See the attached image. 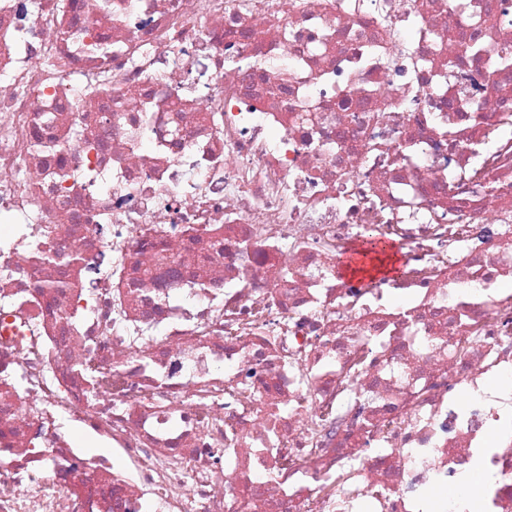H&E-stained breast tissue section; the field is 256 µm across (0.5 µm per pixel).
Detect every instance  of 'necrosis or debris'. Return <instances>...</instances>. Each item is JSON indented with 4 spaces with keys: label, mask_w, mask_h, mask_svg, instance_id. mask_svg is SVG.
Wrapping results in <instances>:
<instances>
[{
    "label": "necrosis or debris",
    "mask_w": 512,
    "mask_h": 512,
    "mask_svg": "<svg viewBox=\"0 0 512 512\" xmlns=\"http://www.w3.org/2000/svg\"><path fill=\"white\" fill-rule=\"evenodd\" d=\"M507 283L512 0H0V512H512ZM379 252L375 253V257L372 258L370 262V267H366L364 263L359 265L355 263L353 259H349L348 261L341 264V269L345 274H382L386 277L394 273L399 272V268L396 266L397 259L396 256H392L388 249H382ZM381 255H385V257H381ZM74 438L85 437L86 444L84 445L87 453L91 457H106L109 458L116 465H120L121 469H124L127 465L126 460L116 453L112 448H108L106 444L97 440L93 435L83 429H77L73 433Z\"/></svg>",
    "instance_id": "4bbe7bcc"
}]
</instances>
